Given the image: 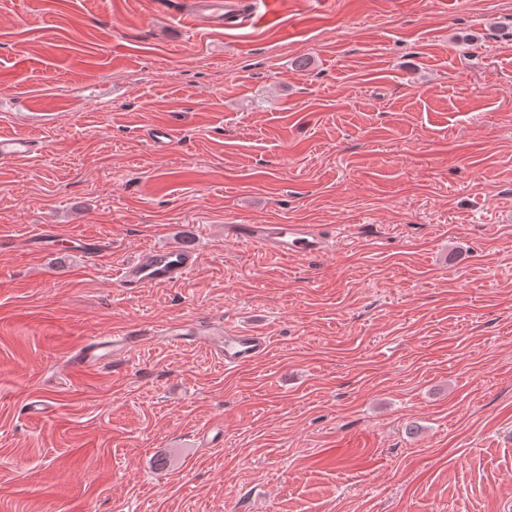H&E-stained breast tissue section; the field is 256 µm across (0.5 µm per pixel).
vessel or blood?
<instances>
[{"instance_id": "obj_1", "label": "vessel or blood", "mask_w": 512, "mask_h": 512, "mask_svg": "<svg viewBox=\"0 0 512 512\" xmlns=\"http://www.w3.org/2000/svg\"><path fill=\"white\" fill-rule=\"evenodd\" d=\"M282 0H188L183 16L191 29L219 28L234 30L250 23L271 21L278 17ZM35 141L24 135L0 134V161L28 157ZM226 237L278 257H305L324 252L329 238L315 224H228ZM197 254L187 247L147 248L121 268L117 287L126 290L146 288L158 283H173L185 278L195 267ZM163 335L170 343L193 337L213 352L225 369H241L266 356L271 348L269 337L248 329L222 326L215 331H199L195 324L183 322L168 326ZM132 340L124 335L93 336L74 351L68 363L76 370L103 368L124 356Z\"/></svg>"}]
</instances>
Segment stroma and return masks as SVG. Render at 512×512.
I'll list each match as a JSON object with an SVG mask.
<instances>
[{"instance_id":"obj_1","label":"stroma","mask_w":512,"mask_h":512,"mask_svg":"<svg viewBox=\"0 0 512 512\" xmlns=\"http://www.w3.org/2000/svg\"><path fill=\"white\" fill-rule=\"evenodd\" d=\"M179 15L0 0V133L38 143L0 162V512H512V0ZM228 224L330 247L275 259ZM185 244L187 279L116 287ZM183 320L270 352L225 370L160 339ZM109 333L136 344L71 376ZM183 23L190 29L234 30L279 16L283 0H189ZM224 236L278 258L317 255L329 241L316 224H228ZM78 245L63 244L55 238L53 234H44L36 237L33 241L37 247L45 250H65L75 249L87 257H97L108 249V243L98 237H83L77 239Z\"/></svg>"}]
</instances>
